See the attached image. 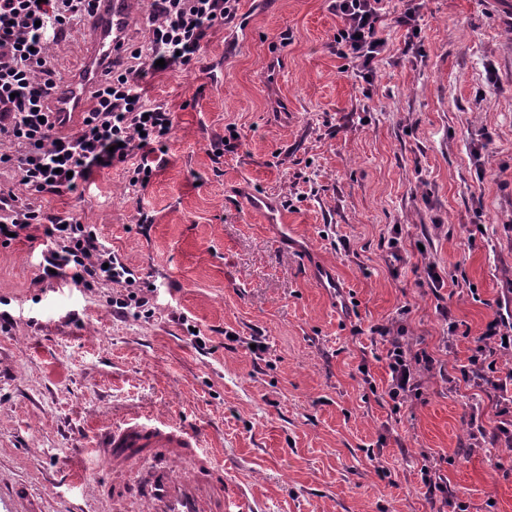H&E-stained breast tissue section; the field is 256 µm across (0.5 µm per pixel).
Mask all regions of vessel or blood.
<instances>
[{"mask_svg": "<svg viewBox=\"0 0 512 512\" xmlns=\"http://www.w3.org/2000/svg\"><path fill=\"white\" fill-rule=\"evenodd\" d=\"M133 2L102 0L93 16L90 54L56 103L63 128L72 127L91 107L90 89L124 38ZM90 451L112 473L104 481L87 480L96 501L117 504L131 499L136 512H225L223 460L204 447L199 432L173 418L131 415L105 429ZM146 454L158 456L161 465L141 491L131 483L130 474Z\"/></svg>", "mask_w": 512, "mask_h": 512, "instance_id": "b4317fda", "label": "vessel or blood"}]
</instances>
